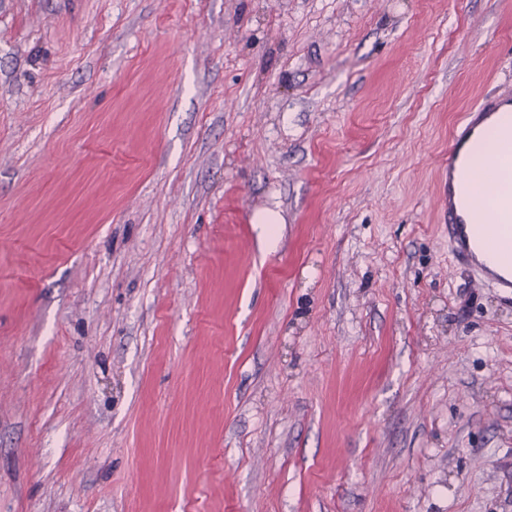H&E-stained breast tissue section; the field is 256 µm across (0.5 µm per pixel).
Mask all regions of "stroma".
Masks as SVG:
<instances>
[{
    "mask_svg": "<svg viewBox=\"0 0 512 512\" xmlns=\"http://www.w3.org/2000/svg\"><path fill=\"white\" fill-rule=\"evenodd\" d=\"M509 89L512 0H0V512H512ZM508 111L504 112V108ZM501 115L494 127L487 121ZM495 130L508 148L488 157L483 154L461 155L471 142L484 139ZM481 169L487 183L493 188L490 216H485L479 203L471 200L470 180ZM441 202L448 224V246L454 257L473 266L481 279L495 288L512 293V92L484 99L464 112L448 151V179L441 190ZM479 251L497 259L500 269L484 263Z\"/></svg>",
    "mask_w": 512,
    "mask_h": 512,
    "instance_id": "obj_1",
    "label": "stroma"
}]
</instances>
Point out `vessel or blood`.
Segmentation results:
<instances>
[{"mask_svg": "<svg viewBox=\"0 0 512 512\" xmlns=\"http://www.w3.org/2000/svg\"><path fill=\"white\" fill-rule=\"evenodd\" d=\"M499 117L495 129L506 149L490 156L464 155L471 142L485 138L486 123ZM483 171L492 187L491 215H484L470 196V180ZM447 217L448 245L460 261L473 266L481 279L512 291V92L484 99L464 112L448 152V178L441 190Z\"/></svg>", "mask_w": 512, "mask_h": 512, "instance_id": "b4317fda", "label": "vessel or blood"}]
</instances>
